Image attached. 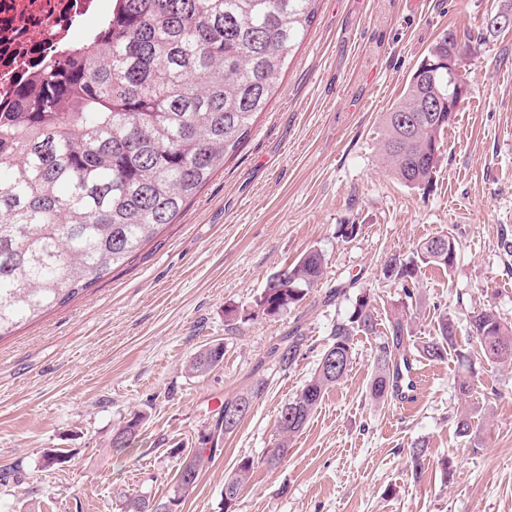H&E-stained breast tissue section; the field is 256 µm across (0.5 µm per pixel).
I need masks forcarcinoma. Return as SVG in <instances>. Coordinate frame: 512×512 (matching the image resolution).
<instances>
[{
  "instance_id": "obj_1",
  "label": "carcinoma",
  "mask_w": 512,
  "mask_h": 512,
  "mask_svg": "<svg viewBox=\"0 0 512 512\" xmlns=\"http://www.w3.org/2000/svg\"><path fill=\"white\" fill-rule=\"evenodd\" d=\"M317 0H112V14L88 37L51 61L0 108V335L21 319L66 303L91 287L153 239L224 165L269 103L284 65L316 14ZM448 36L442 33L411 75L403 96L385 113L379 140L382 160L411 188L429 185L448 123ZM458 246L432 237L416 256L398 255L381 275L408 299L422 269L452 270ZM324 254L304 253L271 275L257 299L273 317L300 303L321 281ZM368 301L331 329V341L300 393L282 407L277 438L264 463L276 468L292 438L307 424L325 392L349 371L354 337L382 335L376 348L371 395L387 399L412 356L441 361L455 346L454 321L444 314L438 334L417 348L410 322L396 313L377 329ZM478 355L488 363H512V324L492 308L470 320ZM272 354L290 367L304 346L295 332ZM339 370L329 368L332 359ZM224 359V346L196 352L187 371L198 376ZM265 391L257 383L224 402L214 432H234ZM235 415L234 421L227 416ZM144 416L134 414L112 435L111 447L132 448ZM456 428L476 436L473 415L460 413ZM214 449L195 448L178 464L173 495L127 499L131 512H177L196 485ZM242 459L224 481L231 505L251 477ZM190 479H185V475Z\"/></svg>"
}]
</instances>
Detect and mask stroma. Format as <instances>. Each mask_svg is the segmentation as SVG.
<instances>
[{"instance_id":"stroma-1","label":"stroma","mask_w":512,"mask_h":512,"mask_svg":"<svg viewBox=\"0 0 512 512\" xmlns=\"http://www.w3.org/2000/svg\"><path fill=\"white\" fill-rule=\"evenodd\" d=\"M512 0H319L313 23L246 139L173 222L123 265L68 303L21 320L0 337V512H123L126 495L171 496L178 461L197 448L225 399L259 380L266 391L224 437L180 512H512V364L475 360L473 310L512 323V30L488 19ZM468 35L469 93L445 130L429 186L397 181L378 150L385 112L444 30ZM355 227L353 237H342ZM459 246L453 271L424 268L406 300L383 279L391 255L424 240ZM326 258L319 285L275 317L255 300L277 270L309 250ZM369 297L379 322L401 302L416 342L454 319L456 348L419 359L404 400L370 395L375 336H356L345 378L330 388L286 459H263L282 407L300 393L332 326ZM240 318L229 321L228 309ZM305 346L288 370L270 357L289 331ZM224 346L203 376L186 362ZM471 375L470 400L454 382ZM479 411L477 442L456 432L465 404ZM146 417L142 445L112 452L114 428ZM421 444L420 481L409 450ZM61 464L47 467L49 450ZM252 476L232 506L224 481L239 461Z\"/></svg>"}]
</instances>
